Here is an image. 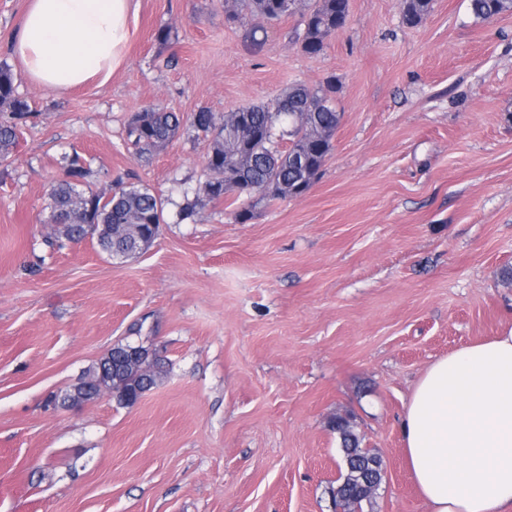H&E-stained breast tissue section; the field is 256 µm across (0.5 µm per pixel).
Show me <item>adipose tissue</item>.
Returning <instances> with one entry per match:
<instances>
[{
    "mask_svg": "<svg viewBox=\"0 0 512 512\" xmlns=\"http://www.w3.org/2000/svg\"><path fill=\"white\" fill-rule=\"evenodd\" d=\"M133 0H30L13 43L26 74L66 91L120 66ZM401 433L430 512H512V329L432 363Z\"/></svg>",
    "mask_w": 512,
    "mask_h": 512,
    "instance_id": "adipose-tissue-1",
    "label": "adipose tissue"
}]
</instances>
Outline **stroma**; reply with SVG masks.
<instances>
[{"mask_svg":"<svg viewBox=\"0 0 512 512\" xmlns=\"http://www.w3.org/2000/svg\"><path fill=\"white\" fill-rule=\"evenodd\" d=\"M349 3L309 56L296 15L256 51L225 0H138L110 79L57 92L13 54L29 0H0V65L30 106L0 162V512H334L339 416L383 462L364 512H429L405 403L431 363L512 328V15L433 0L409 26L399 0ZM330 78L341 122L296 197H201L211 140L191 126L147 160L126 140L150 104L220 116ZM75 151L94 190L161 197L139 257L49 246L50 184ZM128 342L168 362L136 404H49Z\"/></svg>","mask_w":512,"mask_h":512,"instance_id":"35a3bbf8","label":"stroma"}]
</instances>
